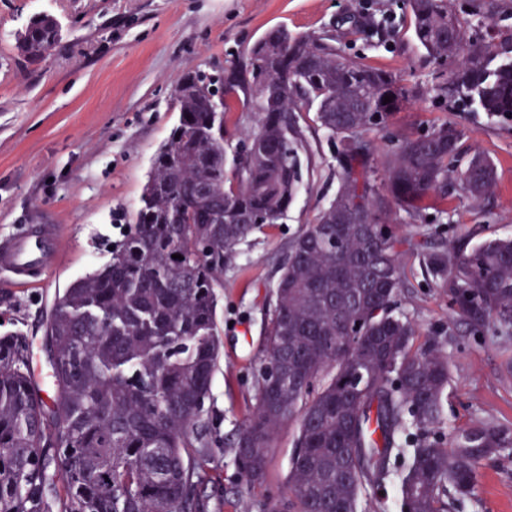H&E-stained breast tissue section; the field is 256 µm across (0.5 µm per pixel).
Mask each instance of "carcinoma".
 Returning <instances> with one entry per match:
<instances>
[{
	"instance_id": "carcinoma-1",
	"label": "carcinoma",
	"mask_w": 512,
	"mask_h": 512,
	"mask_svg": "<svg viewBox=\"0 0 512 512\" xmlns=\"http://www.w3.org/2000/svg\"><path fill=\"white\" fill-rule=\"evenodd\" d=\"M421 47L448 77L437 98L512 117V30L480 29L507 8L408 0ZM61 37L39 13L16 38L38 59ZM280 92L276 107L269 89ZM179 119L152 161L135 224L101 268L58 296L45 327L52 396L44 399L18 333L0 336V512H207L203 421L221 357L216 307L224 261L288 212L299 183L302 104L337 141L340 180L317 220L291 237L270 292L255 407L227 438L248 488L265 485L269 448L293 427L288 512H358L395 475L400 512H452L475 495L482 462L512 454V428L440 432L450 382L443 346L399 302L409 246L458 320L512 353V236L469 251L399 233L420 224L448 185L473 205L496 171L465 131L443 122L389 142L384 128L416 93L315 36L281 26L225 74L190 68ZM392 97L389 103L384 97ZM238 102L255 126L224 129ZM179 254L183 259H174Z\"/></svg>"
}]
</instances>
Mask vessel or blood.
Returning a JSON list of instances; mask_svg holds the SVG:
<instances>
[{
  "label": "vessel or blood",
  "instance_id": "vessel-or-blood-1",
  "mask_svg": "<svg viewBox=\"0 0 512 512\" xmlns=\"http://www.w3.org/2000/svg\"><path fill=\"white\" fill-rule=\"evenodd\" d=\"M67 242L57 224H42L14 237L0 239V272L19 287L32 285L38 271H48L60 260Z\"/></svg>",
  "mask_w": 512,
  "mask_h": 512
}]
</instances>
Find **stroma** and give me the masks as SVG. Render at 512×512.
<instances>
[{"mask_svg": "<svg viewBox=\"0 0 512 512\" xmlns=\"http://www.w3.org/2000/svg\"><path fill=\"white\" fill-rule=\"evenodd\" d=\"M38 13L56 17L62 39L42 60L22 56L17 33ZM335 39L363 65L418 89L391 129L408 135L442 122L461 125L466 142L493 162L497 183L481 207L456 197L433 209L436 226L465 225L462 245L512 236V120L443 104L434 88L446 76L417 42L406 0H0V236L31 224L61 225L67 247L36 288L0 280V336L25 337L30 368L48 372L45 325L73 280L99 268L134 222L152 160L176 125L175 87L189 68L226 69L270 30ZM307 149L300 183L283 220L239 245L217 287L222 356L206 401L213 439L205 490L209 512H258L257 500L287 497L292 429L270 450L262 492H250L224 438L255 406L258 355L268 291L286 244L334 197L336 144L302 113ZM411 284L402 303L423 336L443 344L451 381L445 436L476 421L512 424V373L504 354L464 332L449 335L447 295L416 253L401 255ZM454 512H512V456L481 468L475 498Z\"/></svg>", "mask_w": 512, "mask_h": 512, "instance_id": "1", "label": "stroma"}]
</instances>
